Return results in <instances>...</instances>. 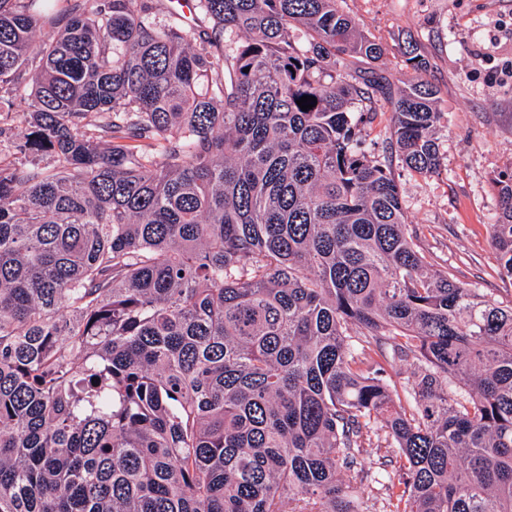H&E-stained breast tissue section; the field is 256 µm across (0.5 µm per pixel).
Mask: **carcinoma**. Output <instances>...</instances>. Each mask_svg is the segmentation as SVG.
<instances>
[{
  "instance_id": "cac0c4a2",
  "label": "carcinoma",
  "mask_w": 512,
  "mask_h": 512,
  "mask_svg": "<svg viewBox=\"0 0 512 512\" xmlns=\"http://www.w3.org/2000/svg\"><path fill=\"white\" fill-rule=\"evenodd\" d=\"M196 9L0 0V512H512V306L362 140L443 166L417 47L395 91L338 0ZM490 229L512 280V176ZM388 117V112L385 115L380 112L371 127H367V133L369 135L366 137V143L372 153L379 159L385 158V150L390 141L391 128L387 121Z\"/></svg>"
}]
</instances>
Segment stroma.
Returning <instances> with one entry per match:
<instances>
[{
    "label": "stroma",
    "instance_id": "stroma-1",
    "mask_svg": "<svg viewBox=\"0 0 512 512\" xmlns=\"http://www.w3.org/2000/svg\"><path fill=\"white\" fill-rule=\"evenodd\" d=\"M360 28L381 41L379 61L395 86L413 70L401 50L413 41L445 112V167L401 171L407 229L433 270L512 304L491 243L498 180L512 175V0H341Z\"/></svg>",
    "mask_w": 512,
    "mask_h": 512
}]
</instances>
